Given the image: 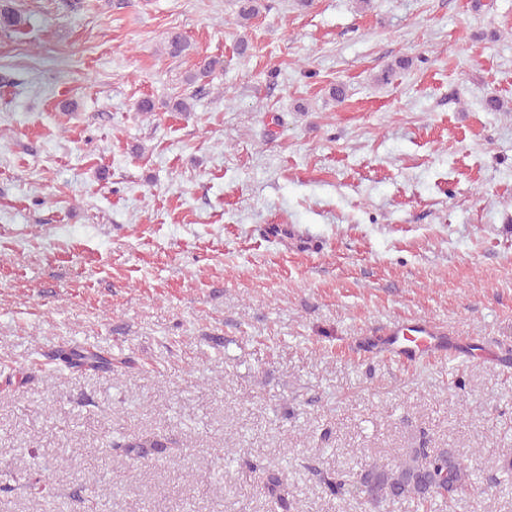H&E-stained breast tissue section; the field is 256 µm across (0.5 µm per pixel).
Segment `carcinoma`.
<instances>
[{
    "label": "carcinoma",
    "mask_w": 512,
    "mask_h": 512,
    "mask_svg": "<svg viewBox=\"0 0 512 512\" xmlns=\"http://www.w3.org/2000/svg\"><path fill=\"white\" fill-rule=\"evenodd\" d=\"M190 47V42L177 32L170 33L165 40V50L172 57L185 54ZM52 359L77 372L111 374L118 368L129 370L136 365L132 358H116L109 351L63 347L52 352ZM169 444L167 438L160 442L154 434H141L118 438L112 441L111 448L137 462L166 452ZM243 467L251 474H261L269 512H302L303 505L290 494L280 472L250 460L243 462ZM320 482L325 492L335 498L349 493L347 480L338 473L323 475ZM357 489L371 510L409 500L416 502L418 509H430L438 502L447 505L458 498L478 495L473 471L452 448H410L391 466L373 462L360 474Z\"/></svg>",
    "instance_id": "1"
}]
</instances>
